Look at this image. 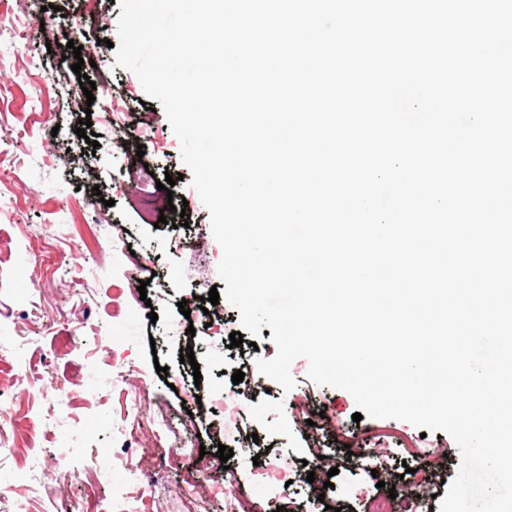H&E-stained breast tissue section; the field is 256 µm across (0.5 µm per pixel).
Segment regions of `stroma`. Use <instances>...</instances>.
Listing matches in <instances>:
<instances>
[{
	"label": "stroma",
	"mask_w": 512,
	"mask_h": 512,
	"mask_svg": "<svg viewBox=\"0 0 512 512\" xmlns=\"http://www.w3.org/2000/svg\"><path fill=\"white\" fill-rule=\"evenodd\" d=\"M120 14V0H0V369L17 379L0 391V448H25L0 457V490L20 498L28 483L39 485L27 512L60 503L86 512L88 494L108 506L120 489L150 490L148 512H232L235 490L270 499L261 471L285 464L298 480L295 512H365L369 494L404 492L400 476L410 467L430 506H439L461 464L449 435L398 419L353 421L352 395L314 381L303 358L291 365L293 388L284 389L257 368L277 353L272 329L245 332L227 300L212 306L195 353L199 386L190 393L178 384V304L225 291L222 250L164 108L115 64ZM79 57L96 86L91 103L71 72ZM109 108L121 118L114 131L105 126ZM85 110L99 145L78 170L67 151L70 114ZM169 174L177 178L172 190L158 189ZM94 183L103 195L91 191ZM179 238L191 247L172 250ZM231 331L243 336V385L258 395L251 402L231 380ZM216 390L224 394L220 412L209 406ZM290 403L317 412L315 426L353 431L374 451V472L336 449L328 466L336 475L308 471L314 426L288 412ZM161 412L171 434L156 428ZM222 445L233 450L234 489L199 458ZM127 456L134 469L101 463ZM187 471L198 475L197 487L184 483ZM12 498L0 500V512H13Z\"/></svg>",
	"instance_id": "stroma-1"
}]
</instances>
